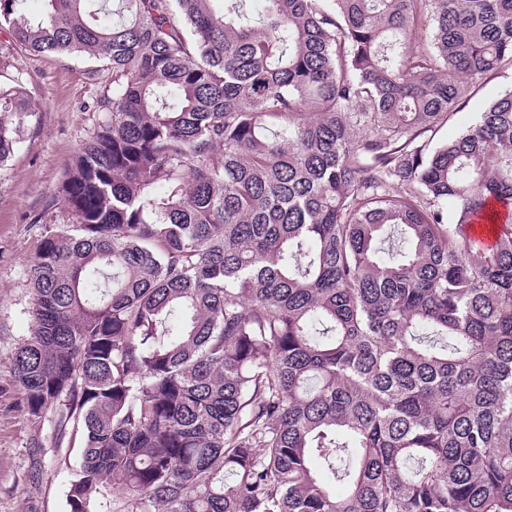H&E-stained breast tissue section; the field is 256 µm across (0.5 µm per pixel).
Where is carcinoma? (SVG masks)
Returning a JSON list of instances; mask_svg holds the SVG:
<instances>
[{
    "label": "carcinoma",
    "instance_id": "carcinoma-1",
    "mask_svg": "<svg viewBox=\"0 0 512 512\" xmlns=\"http://www.w3.org/2000/svg\"><path fill=\"white\" fill-rule=\"evenodd\" d=\"M46 2L9 43L112 70L13 358L84 434L71 512H512V92L422 142L512 0ZM31 111L0 86V164Z\"/></svg>",
    "mask_w": 512,
    "mask_h": 512
}]
</instances>
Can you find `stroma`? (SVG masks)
I'll list each match as a JSON object with an SVG mask.
<instances>
[{
    "mask_svg": "<svg viewBox=\"0 0 512 512\" xmlns=\"http://www.w3.org/2000/svg\"><path fill=\"white\" fill-rule=\"evenodd\" d=\"M1 55L7 61L0 74H22L34 111L13 155L0 165V512H70L69 481L84 436L72 430L58 436L55 412L29 416L11 365L33 327L28 270L46 231L70 219L56 190L93 133L96 102L111 90L112 73L89 80L88 61L11 48L3 32ZM510 91L509 66L482 80L432 142L455 138L488 101Z\"/></svg>",
    "mask_w": 512,
    "mask_h": 512,
    "instance_id": "stroma-1",
    "label": "stroma"
}]
</instances>
